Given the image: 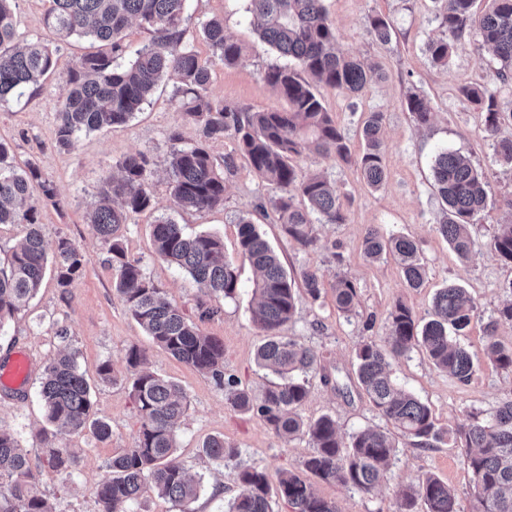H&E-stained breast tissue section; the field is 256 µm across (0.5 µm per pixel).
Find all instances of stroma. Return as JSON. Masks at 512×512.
<instances>
[{"mask_svg":"<svg viewBox=\"0 0 512 512\" xmlns=\"http://www.w3.org/2000/svg\"><path fill=\"white\" fill-rule=\"evenodd\" d=\"M247 5V0H188L186 38L212 69L210 98L253 112L283 107V99L263 75L284 59L259 40ZM324 6L336 26L341 48L375 72L357 96L323 90L324 104L355 153L363 148L361 126L367 113H384L387 178L374 190L365 185L356 166L330 156L303 154L298 166L306 172L322 173L332 183L344 204L345 223L318 225V244L308 251L285 237L280 225L261 226L288 270H317L323 283L318 301L298 293L295 315L284 328L287 336L317 353L325 371L324 376L313 379L299 413L307 421L331 415L346 440L362 429L385 427V420L373 410L357 383L356 349L365 340L384 341L386 317L396 302L409 306L418 319L428 320L437 289L453 283L465 288L477 306L478 320L459 338L476 367L474 377L459 382L437 370L418 349L393 361V377L429 405L439 426L448 429L466 423L473 412L490 417L512 397V372L490 363L484 331L490 316L506 299L503 284L512 280V265L486 246L496 225L512 221V167L503 164L491 141L482 137L485 115L467 102L460 90L489 87L496 90L502 108L508 109L512 107V85L495 80L498 62L473 28L447 65L431 62L425 44L441 34L436 0H324ZM46 8V0H15L13 5L22 37L57 47L58 65L42 87L0 105V141L10 146L16 165L37 166L54 185L55 200L44 199L39 204L47 245L68 238L87 253L90 262L66 289L60 288L53 276H46L29 305L0 329V365L21 350L32 362L21 396L0 386V427L10 430L27 450L37 488L52 512H101L95 491L106 466L112 457L133 447L139 430L136 405L125 381L126 352L129 347H139L146 368L176 382L187 395L189 408L177 430L173 458L202 482L192 505L194 512H226L228 501L238 491L236 466H224L204 455L206 438L223 436L239 452L237 466L259 467L272 476L282 470L302 472L311 448L304 439L280 438L257 414L235 409L210 376L177 361L153 343L116 292L107 246L86 223L85 213L96 199L102 176L116 162L138 153L154 160L155 207L133 215L122 228L127 256L138 261L146 277L204 333L223 340L225 371L235 374L257 395L271 375L255 361L265 336L252 319L255 275L238 252L237 232L239 219L250 216L258 201L267 199L271 191L239 158L234 170L224 175L223 206L202 212L176 207L163 167L171 150L167 135L177 132L187 146L198 141L199 128L180 111L169 82L161 84L127 124L81 135L75 149H60L56 144L57 110L68 90L69 66L89 43L75 39L58 43L44 25ZM375 16L389 22L390 42L380 43L371 35L369 21ZM212 18L222 19L226 35L243 45L242 62L224 64L201 37L202 23ZM411 92L423 95L432 109L433 119L427 128L416 127L406 110ZM444 148L467 156L487 181V206L471 226L478 248L466 261L457 258L434 228L440 199L433 186L432 165ZM163 215L184 225L186 233L207 230L223 237L227 260L239 268L235 297L204 295L189 275L155 256L152 232L156 219ZM373 228L417 242L427 272L421 288L406 287L391 256L377 261L365 256L363 241ZM340 276L349 277L358 288L359 304L350 316L336 308L333 286ZM61 325L67 326L68 342L77 350L78 362L90 378L95 415L112 425L109 439H97L87 431L53 440L44 435L47 423L39 395L40 377L62 347L56 334ZM105 361L111 363L116 381L99 380L96 367ZM51 441L75 453L73 468L56 472L47 466L42 449ZM429 474L455 490L461 512H470V475L460 449L445 440L421 447L413 439L400 438L387 479L374 493L318 479L312 485L318 496L335 502L340 512H398L400 490Z\"/></svg>","mask_w":512,"mask_h":512,"instance_id":"1","label":"stroma"}]
</instances>
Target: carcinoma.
<instances>
[{
    "label": "carcinoma",
    "instance_id": "carcinoma-1",
    "mask_svg": "<svg viewBox=\"0 0 512 512\" xmlns=\"http://www.w3.org/2000/svg\"><path fill=\"white\" fill-rule=\"evenodd\" d=\"M186 2L49 0L44 24L59 40L77 37L98 44L97 50L80 55L69 67V90L57 111V146L69 151L82 133L127 123L163 80L174 77L179 107L200 131L198 143L173 148L165 160L169 192L176 204L198 212L224 204V174L207 143L230 137L254 173L276 191L268 199L269 205H259L258 211L265 214L272 208L289 239L304 250L315 248L318 238L314 224H343L346 213L330 182L319 173L302 172L296 159L306 151L333 156L356 164L367 186L378 189L383 185L384 114L368 113L362 128L364 149L354 154L320 94V89L330 88L356 96L373 79L374 72L340 50L324 0H248L247 11L257 21L260 41L296 61L293 67L271 66L264 74V80L287 107L251 112L211 99L206 95L211 80L208 63L185 39ZM443 2L442 35L425 46L431 60L448 64L467 30L474 27L500 61L496 81L504 85L511 82L512 0H487V8L480 14L474 11L476 0ZM134 22L147 30L151 39L123 64L119 59L127 53L124 33ZM370 29L377 41L390 39L385 19L373 17ZM200 34L224 64L234 65L242 59V46L224 34V20H207L201 24ZM56 66L57 57L48 45L19 37L12 0H0V103L39 87ZM461 94L485 112L484 137L493 140L500 159L512 164V137L499 136L502 125L512 124V109L504 111L496 93L484 86L464 87ZM406 106L416 126L430 124L432 112L423 96L409 94ZM151 165L144 154L116 163L115 170L102 178L89 213L94 231L109 243L108 263L115 274V290L127 311L158 347L209 375L234 408L257 413L285 440L308 438L312 452L304 467L311 475L373 493L385 480L395 454L394 433L367 428L347 443L332 416L306 422L298 413L309 394L307 375L319 370L321 363L313 350L282 335V329L295 314L298 288H304L314 302L321 298L322 281L317 272L304 268L297 277L288 273L252 219H240V254L258 273V301L252 315L265 333L256 361L275 376L260 395L252 394L236 375L224 373V342L202 333L178 305L162 297L138 262L128 259L116 235L132 215L154 207ZM432 173L442 203L437 231L458 258L467 259L476 249L470 232L472 220L487 206L485 178L469 158L448 150L436 156ZM54 195L52 182L35 166L18 168L9 145L0 141V225L20 226L24 233L6 261L0 262V329L37 293L47 267H53L58 285L66 288L90 262L88 255L67 238L58 239L53 252H47L37 200ZM487 247L501 260L512 263V222L497 225ZM153 249L161 260L187 273L207 293L235 296L238 274L224 257V239L219 235L200 232L188 236L172 217L161 216L153 229ZM364 251L371 260L391 254L408 287L423 285L426 267L413 240L403 235L386 238L371 230ZM334 292L338 310L355 312L358 292L351 279L339 278ZM476 317L473 300L455 284L436 292L430 318L422 325L409 307L398 303L389 313L385 342L359 344L356 375L377 414L401 435L419 445L447 435L464 449V465L471 474L473 512H512V398L488 420L472 415L469 422L447 430L436 424L426 403L399 387L392 376V361L418 346L436 369L462 383L469 382L475 374L474 364L455 337L464 335ZM502 323L512 325V299L499 307L486 325L489 360L496 368L511 372L512 344L496 336ZM77 356V350L66 347L43 371L40 396L46 419L59 435L88 429L97 438L108 439L112 424L93 416L91 387ZM144 361L140 349H128V380L139 431L134 446L108 464L96 497L101 512H127L126 505L148 487L178 506L180 512H192L191 504L198 498L201 484L172 459L178 421L188 408L187 396L174 381L142 368ZM202 452L223 462L238 455L222 436L205 440ZM43 453L56 471H67L76 463V456L62 446L51 445ZM4 474L13 482L0 491V512H50L36 489L28 453L13 433L0 429V476ZM237 481L239 491L228 512H275L273 503L278 500L286 502L293 512H339L336 503L319 497L310 482L292 471H280L272 481L263 469L243 467ZM418 500L426 512H457L455 491L432 475L402 491L400 512H414Z\"/></svg>",
    "mask_w": 512,
    "mask_h": 512
}]
</instances>
